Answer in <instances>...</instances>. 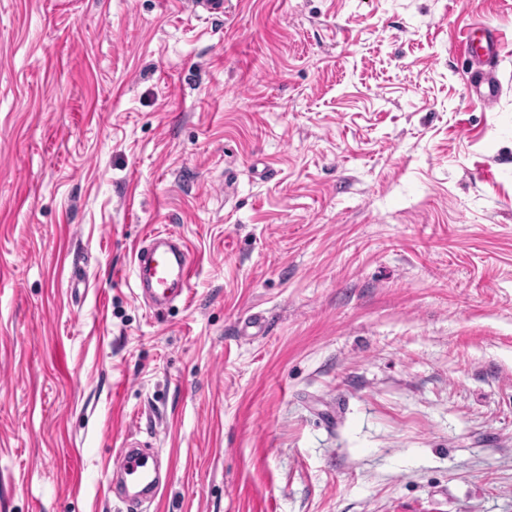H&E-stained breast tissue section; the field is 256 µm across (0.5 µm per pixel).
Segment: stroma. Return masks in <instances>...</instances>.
<instances>
[{
	"instance_id": "obj_1",
	"label": "stroma",
	"mask_w": 512,
	"mask_h": 512,
	"mask_svg": "<svg viewBox=\"0 0 512 512\" xmlns=\"http://www.w3.org/2000/svg\"><path fill=\"white\" fill-rule=\"evenodd\" d=\"M131 435L139 512H512V0H0V512ZM475 91L487 105L491 106L496 103L501 92V84L492 69L487 73H482ZM138 295L155 311L188 296L193 267L185 242L167 231H151L134 252ZM152 443L137 439L122 443L119 451L112 457V472L121 477L120 489L109 482V491L128 503H142L153 500L161 489L159 477L160 455L152 448ZM128 485L138 489L135 496L128 497L125 490Z\"/></svg>"
}]
</instances>
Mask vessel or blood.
Instances as JSON below:
<instances>
[{"label": "vessel or blood", "mask_w": 512, "mask_h": 512, "mask_svg": "<svg viewBox=\"0 0 512 512\" xmlns=\"http://www.w3.org/2000/svg\"><path fill=\"white\" fill-rule=\"evenodd\" d=\"M475 91L492 105L500 95L501 84L490 71L482 74ZM134 270L139 294L153 310L187 298L193 267L185 242L174 233H148L134 252ZM112 470L120 475L122 485L136 487L135 502L153 500L161 489L160 455L150 442L124 441L112 457Z\"/></svg>", "instance_id": "b4317fda"}]
</instances>
